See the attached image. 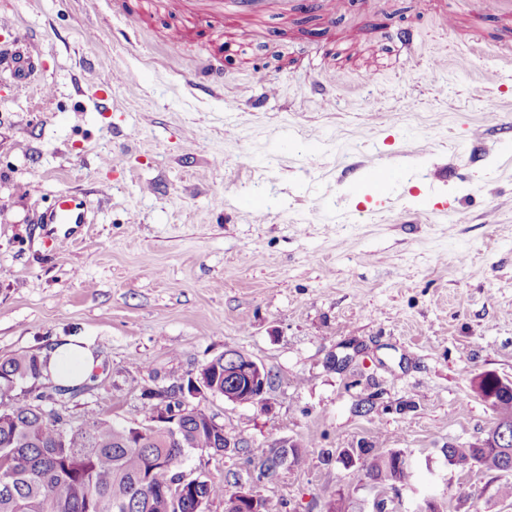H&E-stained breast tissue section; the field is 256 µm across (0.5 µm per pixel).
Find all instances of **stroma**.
I'll use <instances>...</instances> for the list:
<instances>
[{
	"label": "stroma",
	"mask_w": 512,
	"mask_h": 512,
	"mask_svg": "<svg viewBox=\"0 0 512 512\" xmlns=\"http://www.w3.org/2000/svg\"><path fill=\"white\" fill-rule=\"evenodd\" d=\"M181 2L122 16L112 0H0V43L41 62L28 84L0 71V361L87 341L100 365L63 412L130 424L144 389L233 349L272 387L262 406L205 400L250 448L214 457L210 479L248 481V456L288 440L308 462L262 486L283 512H327L326 486L370 512L340 453L371 445L416 466L390 512L428 496L439 512H512L501 472L446 455L494 420L479 377L512 380V131L485 109L512 116V13L343 0L331 23L225 18L174 61ZM386 28L419 33L413 62ZM202 54L226 60L205 97L189 82ZM91 60L135 78L113 85L111 111L91 108ZM368 165L397 181L348 191ZM65 193L86 195L87 223H47Z\"/></svg>",
	"instance_id": "stroma-1"
}]
</instances>
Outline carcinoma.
I'll return each instance as SVG.
<instances>
[{
	"label": "carcinoma",
	"instance_id": "1",
	"mask_svg": "<svg viewBox=\"0 0 512 512\" xmlns=\"http://www.w3.org/2000/svg\"><path fill=\"white\" fill-rule=\"evenodd\" d=\"M45 363L33 353L0 361V512H207L227 497L224 483L199 475L181 484L183 465L195 452L224 454V430L206 423L200 409L186 410L168 390L144 394L147 417L179 413L177 432L149 429L135 437L109 419L93 416L77 427L40 409L53 387L37 395L23 385L39 383ZM198 377L224 390V356L204 365ZM495 421L512 423V389L495 392ZM361 465L378 488L406 485L413 468L397 465L392 452L362 449ZM503 451L490 437L451 446L448 463L462 472L498 471Z\"/></svg>",
	"mask_w": 512,
	"mask_h": 512
}]
</instances>
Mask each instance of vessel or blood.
<instances>
[{"label":"vessel or blood","mask_w":512,"mask_h":512,"mask_svg":"<svg viewBox=\"0 0 512 512\" xmlns=\"http://www.w3.org/2000/svg\"><path fill=\"white\" fill-rule=\"evenodd\" d=\"M341 0H186L185 7L196 22L197 36H212L216 30L213 19L224 16L245 15L257 18L284 15L295 10H310L333 19ZM193 89L214 94L224 85V64L221 59L206 56L200 59L191 81ZM84 202L60 197L47 216L51 224H77L84 218Z\"/></svg>","instance_id":"vessel-or-blood-1"}]
</instances>
